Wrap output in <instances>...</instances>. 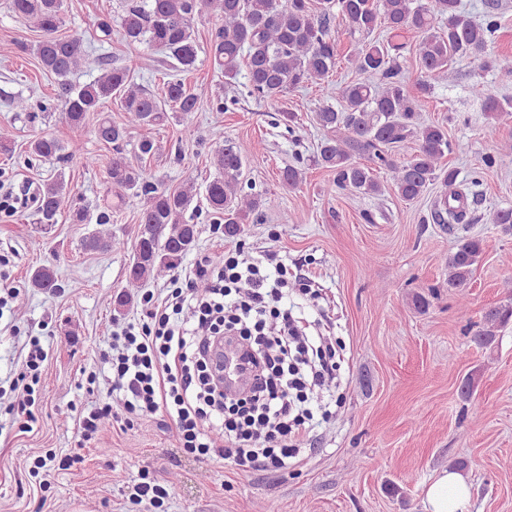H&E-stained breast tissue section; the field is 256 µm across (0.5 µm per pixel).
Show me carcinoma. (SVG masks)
<instances>
[{"mask_svg": "<svg viewBox=\"0 0 512 512\" xmlns=\"http://www.w3.org/2000/svg\"><path fill=\"white\" fill-rule=\"evenodd\" d=\"M10 7L43 32L35 54L42 68L57 77L59 97L72 127H83L87 116L100 111L109 99L124 112L120 123L108 117L100 119L94 135L112 145L107 174L116 198L121 201L132 191L144 200L129 278L140 283L174 270L198 238L197 225L185 220L196 188L191 183L174 191L161 187L120 147L131 129L161 121L162 106L133 82L125 67H104L90 83L73 82L72 76L89 55L82 36H57L62 0H10ZM204 14L221 22L213 35V47L224 83L237 82L243 59L247 96L270 104L306 83L327 79L334 71L337 48L330 22L335 15L345 20L351 33L364 38L380 27L407 34L410 57L425 74L443 80L448 79V66L455 58L479 60L481 69L491 68L488 49L499 25L497 15L490 11L483 21H476L463 9L461 0H130L119 27L126 42L162 48L176 67L187 71L197 57L195 23ZM403 49L389 42L363 43L351 58L358 78L342 89V104L327 102L315 110L316 123L327 131L315 162L334 174L327 193L339 189L381 195L386 187L374 174L378 168L391 174V189L407 202L421 197L436 180L448 187L456 184L457 170L443 159L465 152L466 144L451 141L447 130L423 118L432 85L421 79L414 89L406 87ZM471 96L497 119L512 120L511 98L497 97L480 81L471 85ZM166 99L172 111L180 114L181 137L194 139L192 117L205 110L207 101L181 81L168 83ZM409 139L417 142L416 154L409 161L397 160L394 148ZM62 150L61 142L51 135L39 136L29 144L31 155L45 159ZM251 153L244 143L224 141L213 158L218 174L205 189L208 206L221 216L224 238L231 243L241 235L250 216L269 204L262 195L244 190L242 168ZM303 175L301 166L290 165L281 171V183L294 190L303 182ZM70 196L61 179L44 184L38 198L41 222L56 223L66 208L74 223L90 222L85 209L68 208ZM465 196L462 189L443 194L435 203L433 220L439 224L468 222ZM489 223L511 233L512 208L490 212ZM121 245L123 242L105 230L86 240V248L93 251ZM481 253V240L468 238L448 257V286L462 300ZM30 283L51 291L56 274L48 266L40 267ZM511 320L512 305L495 306L484 313V325L474 343L492 347L496 330Z\"/></svg>", "mask_w": 512, "mask_h": 512, "instance_id": "obj_1", "label": "carcinoma"}]
</instances>
